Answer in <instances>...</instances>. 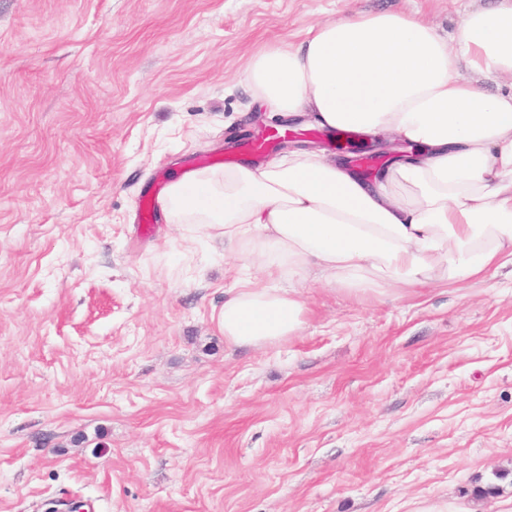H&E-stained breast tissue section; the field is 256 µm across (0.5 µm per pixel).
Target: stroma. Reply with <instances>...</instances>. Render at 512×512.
<instances>
[{
  "label": "stroma",
  "mask_w": 512,
  "mask_h": 512,
  "mask_svg": "<svg viewBox=\"0 0 512 512\" xmlns=\"http://www.w3.org/2000/svg\"><path fill=\"white\" fill-rule=\"evenodd\" d=\"M464 5L0 0V512H512V270L364 298L309 280L297 335L235 347L223 236L141 222L195 161L254 163L277 121L244 84L256 50L339 10L451 35Z\"/></svg>",
  "instance_id": "1"
}]
</instances>
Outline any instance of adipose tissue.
<instances>
[{"instance_id":"ef3b65f1","label":"adipose tissue","mask_w":512,"mask_h":512,"mask_svg":"<svg viewBox=\"0 0 512 512\" xmlns=\"http://www.w3.org/2000/svg\"><path fill=\"white\" fill-rule=\"evenodd\" d=\"M502 76L512 77V0L464 9L452 41L416 14L378 11L260 49L245 74L255 103L422 152L370 181L304 149L174 178L166 214L222 231L225 250L269 281L231 289L225 341L259 347L297 334L296 285L310 276L357 297L512 267V85H482Z\"/></svg>"}]
</instances>
